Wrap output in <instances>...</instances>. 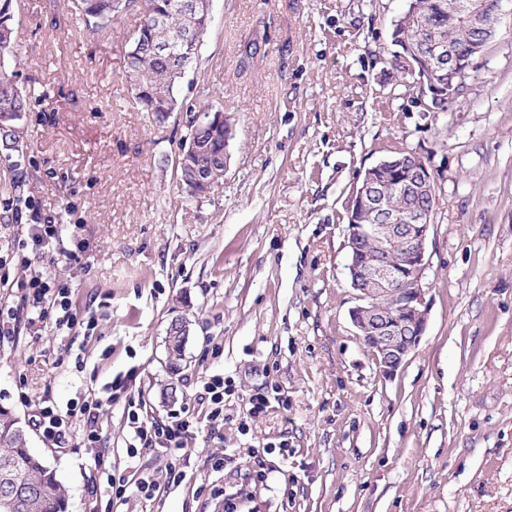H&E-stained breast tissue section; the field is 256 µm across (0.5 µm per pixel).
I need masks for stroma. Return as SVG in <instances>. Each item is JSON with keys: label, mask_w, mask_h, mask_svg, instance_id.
Instances as JSON below:
<instances>
[{"label": "stroma", "mask_w": 512, "mask_h": 512, "mask_svg": "<svg viewBox=\"0 0 512 512\" xmlns=\"http://www.w3.org/2000/svg\"><path fill=\"white\" fill-rule=\"evenodd\" d=\"M52 0H15L7 64L32 98L26 146L0 150V201L25 180L65 229L29 268L66 285L81 321L0 340V406L64 485L69 512H512V0L448 111L402 78L393 22L406 0H211L182 80L156 122L123 79L139 20L107 37ZM223 109L235 138L224 184L198 198L175 159L186 112ZM431 166L429 322L384 377L349 317L347 212L364 171L395 151ZM22 224L0 220V277L23 276ZM189 335L170 362L167 328ZM223 376L224 425L178 452L127 453L126 398L150 423L204 417ZM99 440L82 418L53 439L44 402L105 396ZM263 394L270 408L250 414ZM151 474V500L135 482ZM123 480L124 498L109 479Z\"/></svg>", "instance_id": "1"}]
</instances>
